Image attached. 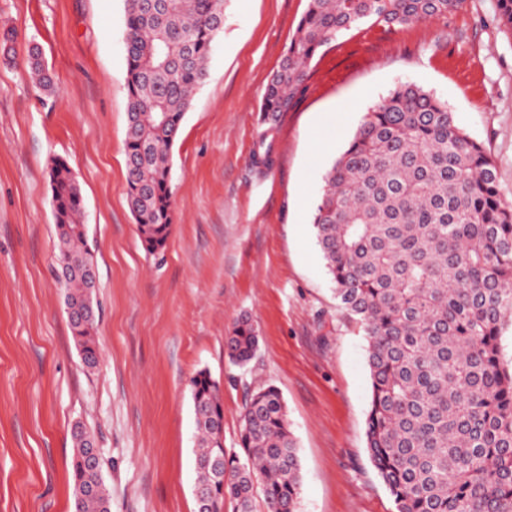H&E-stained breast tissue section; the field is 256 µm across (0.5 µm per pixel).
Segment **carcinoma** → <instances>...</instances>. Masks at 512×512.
<instances>
[{"label":"carcinoma","mask_w":512,"mask_h":512,"mask_svg":"<svg viewBox=\"0 0 512 512\" xmlns=\"http://www.w3.org/2000/svg\"><path fill=\"white\" fill-rule=\"evenodd\" d=\"M466 0H308L266 86L272 123L304 89L320 49L370 22L387 29L446 17ZM127 199L145 250L164 256L172 226L169 152L224 25V0H124ZM27 68L51 82L38 49ZM50 183L59 253L70 257L73 340L93 367L96 315L84 304L95 266L80 190L62 161ZM311 224L338 306L362 326L370 398L365 437L395 512H512V199L497 166L447 103L412 83L369 107L325 173ZM258 331L239 320L225 348L240 367ZM198 432L197 486L210 512H297L302 466L286 405L273 386L250 395L238 447L224 448L219 381L190 379ZM77 512H112L101 467L72 431ZM221 460L220 467L213 463Z\"/></svg>","instance_id":"obj_1"}]
</instances>
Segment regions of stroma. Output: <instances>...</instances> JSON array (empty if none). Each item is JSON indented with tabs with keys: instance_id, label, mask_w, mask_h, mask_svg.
<instances>
[{
	"instance_id": "obj_1",
	"label": "stroma",
	"mask_w": 512,
	"mask_h": 512,
	"mask_svg": "<svg viewBox=\"0 0 512 512\" xmlns=\"http://www.w3.org/2000/svg\"><path fill=\"white\" fill-rule=\"evenodd\" d=\"M306 7L226 0L172 147V234L158 262L127 203L123 0H0V512H75L78 423L112 512H196L189 380L203 369L221 383L228 449L251 389L281 392L302 465L298 512H394L366 450V338L336 305L311 215L331 161L400 82L447 103L512 199V29L497 0L403 28L361 25L320 50L295 104L263 130L266 85ZM34 46L52 90L24 68ZM57 160L80 188L96 267L93 368L55 275ZM243 317L259 332L245 369L224 347Z\"/></svg>"
}]
</instances>
